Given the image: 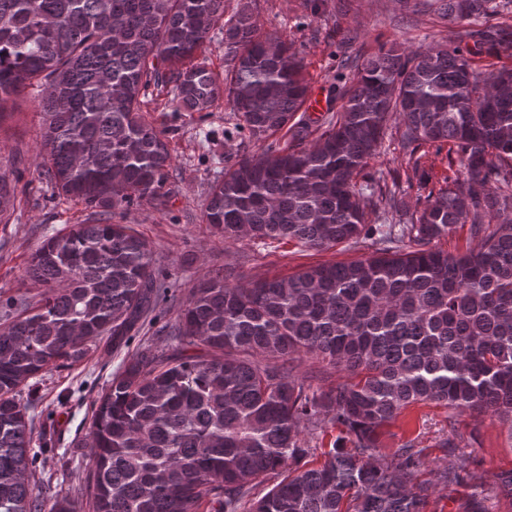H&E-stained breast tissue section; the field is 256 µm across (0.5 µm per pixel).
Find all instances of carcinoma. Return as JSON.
Returning a JSON list of instances; mask_svg holds the SVG:
<instances>
[{
    "label": "carcinoma",
    "instance_id": "carcinoma-1",
    "mask_svg": "<svg viewBox=\"0 0 512 512\" xmlns=\"http://www.w3.org/2000/svg\"><path fill=\"white\" fill-rule=\"evenodd\" d=\"M492 0H437L453 22L479 23ZM224 0H0V128L28 87L39 88L40 167L52 189L92 208L48 238L25 278L38 292L0 327V512H77L40 498L29 469L33 420L19 393L53 368L84 359L97 340L124 345L158 296L152 252L113 208L158 200L171 154L141 114L152 85L207 112L223 97L256 140L289 128L293 144L243 156L213 184L203 217L234 243L244 236L325 250L373 241L366 258L307 267L286 279L193 286L169 353L143 348L112 375L94 411L85 476L93 512H426L435 490L466 485L465 512H486L484 481L455 459L417 481L421 450H381L382 429L424 402L492 413L512 429V68L486 73L471 51L396 47L353 76L342 111L306 144L295 120L308 84L288 42L262 36L244 9L224 23L222 82L203 56ZM458 38L512 57V25L480 23ZM402 116L412 170L426 144L448 145L451 185L408 213L396 191L356 179L390 115ZM15 189L0 174V216ZM379 224L365 223L366 210ZM469 225L477 248L434 242ZM203 346L204 356L188 346ZM320 366L295 375L301 356ZM350 380L328 389L324 366ZM339 429L317 467L304 463L301 426ZM294 470L265 493L263 479Z\"/></svg>",
    "mask_w": 512,
    "mask_h": 512
}]
</instances>
